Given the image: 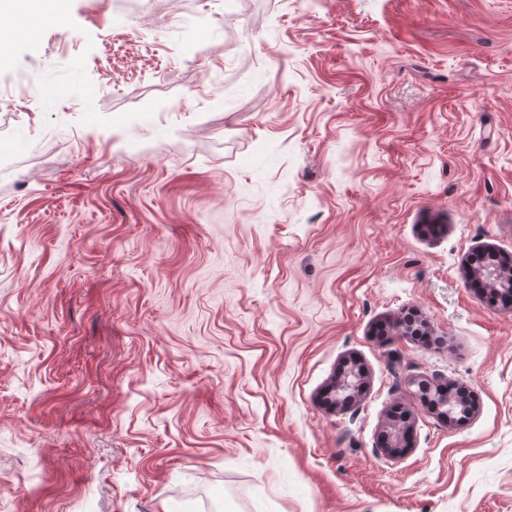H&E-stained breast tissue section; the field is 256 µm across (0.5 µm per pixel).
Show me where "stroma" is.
<instances>
[{"label": "stroma", "mask_w": 512, "mask_h": 512, "mask_svg": "<svg viewBox=\"0 0 512 512\" xmlns=\"http://www.w3.org/2000/svg\"><path fill=\"white\" fill-rule=\"evenodd\" d=\"M181 2L0 72V512H512V0ZM365 387L364 374L354 368H347L344 377L328 387L326 394L332 406H345L352 402Z\"/></svg>", "instance_id": "obj_1"}]
</instances>
